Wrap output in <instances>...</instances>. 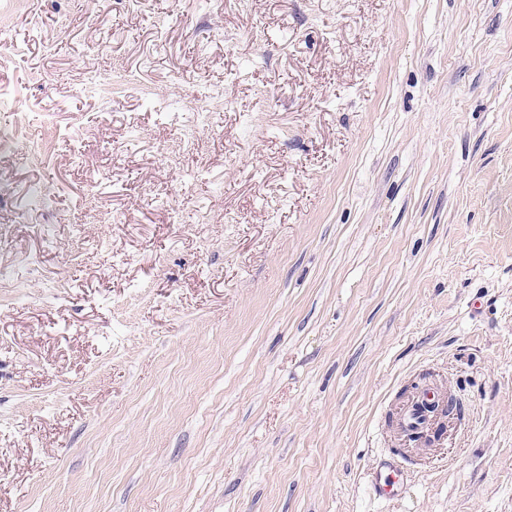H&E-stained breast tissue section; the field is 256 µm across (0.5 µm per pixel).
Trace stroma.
Wrapping results in <instances>:
<instances>
[{
  "label": "stroma",
  "instance_id": "stroma-1",
  "mask_svg": "<svg viewBox=\"0 0 512 512\" xmlns=\"http://www.w3.org/2000/svg\"><path fill=\"white\" fill-rule=\"evenodd\" d=\"M1 9L0 512H512V0ZM111 93L112 89L127 92H136L141 96H149L152 94L151 90L142 84L139 77L130 71H123L111 79L108 88ZM181 107L186 112H193L195 120L191 124L184 125L178 137V148L173 151L177 152L172 159L173 164L179 165L184 154H188L195 150L198 144L199 130L201 126L208 125L209 112H200L199 108L191 101L185 100L181 102ZM374 489L380 497L392 499L403 494L405 482L401 470L393 463L389 462L374 477Z\"/></svg>",
  "mask_w": 512,
  "mask_h": 512
}]
</instances>
